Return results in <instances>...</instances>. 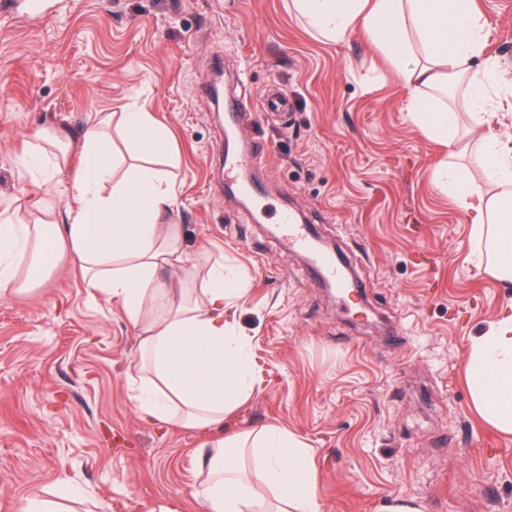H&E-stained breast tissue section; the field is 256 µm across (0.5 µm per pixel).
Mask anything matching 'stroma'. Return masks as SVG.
<instances>
[{
  "mask_svg": "<svg viewBox=\"0 0 512 512\" xmlns=\"http://www.w3.org/2000/svg\"><path fill=\"white\" fill-rule=\"evenodd\" d=\"M287 0H57L38 20H0V219L64 222L82 143L97 121L138 105L170 133L156 159L177 194L189 263L241 275L247 292L224 318L248 342L254 387L228 432L287 430L310 449L319 512H512V434L477 412L467 380L472 340L512 303L474 262L472 222L434 183L471 167L407 117L411 90L387 55L354 33L312 37ZM484 53L512 74V0H471ZM254 103L236 150L268 146L252 166L261 195L217 188L224 117L201 91ZM285 117L266 115L269 87ZM67 150L25 160L38 131ZM291 206L314 220L364 285L382 319L329 299L275 232ZM33 288L0 296V512L30 498L61 512H146L177 499L203 512L202 432L149 422L131 397L142 330L121 302L87 288L66 244Z\"/></svg>",
  "mask_w": 512,
  "mask_h": 512,
  "instance_id": "1",
  "label": "stroma"
}]
</instances>
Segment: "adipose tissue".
<instances>
[{
    "mask_svg": "<svg viewBox=\"0 0 512 512\" xmlns=\"http://www.w3.org/2000/svg\"><path fill=\"white\" fill-rule=\"evenodd\" d=\"M288 9L330 42L363 28L397 75L417 89L409 120L447 146L458 138V114L422 91L466 74L467 93L480 108L469 129L477 143L476 163L488 180L512 185V133L488 109L490 90L512 87V82L495 58L485 56L483 23L468 0H290ZM413 38L424 47L426 63L409 64ZM122 131L142 160L126 181H112L111 136L104 127L91 128L83 147V173L74 185L77 205L69 209L66 225L30 224L21 217L0 224V293L21 287L19 255L31 254L33 268L44 272L56 263L57 242H66L88 288L117 299L132 320L145 324L132 380L139 408L157 422L218 427L252 389L247 346L224 319L225 306L237 303L245 290L239 281L225 278L223 269H187L178 225L161 221L175 206L174 191L147 160L168 153L167 131L140 111L123 113ZM436 180L472 213V236L485 256L486 272L512 282V197L481 195L458 168H439ZM164 267L186 270L196 285L193 294L173 295L158 275ZM160 303L165 313L152 317ZM468 382L486 421L512 433V307L474 338ZM255 453L262 456L261 474L276 493L279 512H318L310 450L276 427L212 440L207 476L198 491L203 512H248L253 488L246 462Z\"/></svg>",
    "mask_w": 512,
    "mask_h": 512,
    "instance_id": "adipose-tissue-1",
    "label": "adipose tissue"
}]
</instances>
